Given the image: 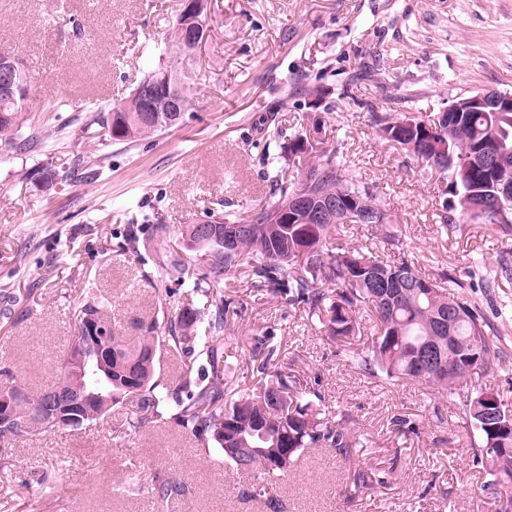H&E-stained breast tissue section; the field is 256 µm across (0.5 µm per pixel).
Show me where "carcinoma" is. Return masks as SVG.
<instances>
[{
  "instance_id": "1",
  "label": "carcinoma",
  "mask_w": 512,
  "mask_h": 512,
  "mask_svg": "<svg viewBox=\"0 0 512 512\" xmlns=\"http://www.w3.org/2000/svg\"><path fill=\"white\" fill-rule=\"evenodd\" d=\"M183 25L174 19L168 35L158 45V61L150 64L132 94L164 93V70L181 63ZM25 91L13 99L0 97V154L27 149L24 128L34 119L37 103L31 93V77L23 72ZM125 103L108 113L90 114V123L114 141L137 142L163 133L140 113L124 111ZM380 137L434 167L454 204L443 207L441 228L453 224H484L504 234L512 232V112H437L414 116L404 113L369 112ZM280 152L271 160L269 176L275 201L258 212L248 231L224 239V229L236 221L219 222L216 231L203 234L202 224L187 225L185 239L202 252L204 265L189 266L171 246L155 261V293L161 305L171 297L168 282L188 285L178 312L164 323L154 319L137 326L139 335L121 336L101 297L85 289L72 305L74 324L92 315L112 332L92 350L97 358L101 387L112 392V406L92 407L85 425L121 408L126 400L137 401L139 422L158 421L168 415L181 427L210 442L224 461L243 474L279 476L288 471L310 448H330L348 456L351 447L344 415L326 414L306 391L300 379L277 368V346L267 343L258 353V382L247 388L225 390L236 366L224 356L218 339L227 326L224 282L245 268L256 287L299 310L311 328L347 348L349 366L361 375L388 383L413 381L425 386L434 399L450 409L462 408V421L473 433V460L485 477L484 487L494 497L512 503V467L496 471L493 460L481 448L491 435L477 429L480 410L489 399L502 403L498 394L483 391L477 379L500 366L502 352L490 337L491 327L476 306L455 295L460 284L451 276L422 272L403 248L401 231L379 196L363 182L347 175L346 161L320 141L303 134L286 137L274 129ZM309 194L333 198L343 204L338 218L328 224H309L302 212L288 213V223L271 224V213L284 208L288 198ZM365 213L377 215L375 226L381 242L394 258L374 256L372 247H347L346 225L363 224ZM453 302L459 314L451 324L441 322ZM375 319L376 332L368 347H355L361 335L362 315ZM181 361V387L185 397L170 391L157 376L158 358L151 349ZM448 363L473 360L482 366L475 377L459 381L448 369L424 367V356ZM9 390L19 394L18 420L7 426V440L31 436L39 421L32 417L45 400V390L21 380ZM386 472L356 474V487L383 484ZM265 498L266 512H282L281 500L265 485L252 486ZM155 498L167 501L189 492L173 474L151 487Z\"/></svg>"
}]
</instances>
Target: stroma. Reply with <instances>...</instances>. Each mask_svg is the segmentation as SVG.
I'll list each match as a JSON object with an SVG mask.
<instances>
[{"mask_svg":"<svg viewBox=\"0 0 512 512\" xmlns=\"http://www.w3.org/2000/svg\"><path fill=\"white\" fill-rule=\"evenodd\" d=\"M177 0H0V52L19 56L46 108L28 150L0 157V383L6 374L51 385L73 333L71 300L91 288L126 335L161 316L155 261L186 225L247 217L270 203V155L261 122L318 135L339 149L384 201L403 248L496 331L504 354L483 386L512 403V278L485 287L487 269L512 264V234L481 224L439 228L438 175L383 140L367 105L436 113L459 95L512 92V0H212L209 38L195 54L193 110L181 126L134 143L103 138L88 98L124 101L147 55L169 28ZM369 73L354 79L355 69ZM323 87L311 109L308 87ZM134 224L148 241L123 244ZM230 328L220 344L240 384L267 333L278 366L345 414L348 457L310 449L273 485L283 512H496L472 461L458 415H436L423 386L363 377L345 349L300 312L259 297L245 275L224 289ZM135 400L73 432L42 428L10 440L0 469V512H265L251 481L172 420L131 428ZM413 421L415 431L398 418ZM392 469L387 484L354 488L355 471ZM179 475L186 497L160 504L129 485Z\"/></svg>","mask_w":512,"mask_h":512,"instance_id":"obj_1","label":"stroma"}]
</instances>
